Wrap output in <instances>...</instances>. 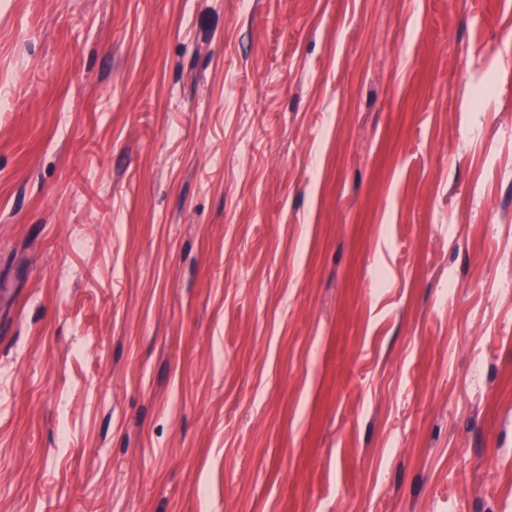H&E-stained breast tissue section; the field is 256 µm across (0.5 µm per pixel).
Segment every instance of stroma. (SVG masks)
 I'll return each instance as SVG.
<instances>
[{"label":"stroma","mask_w":512,"mask_h":512,"mask_svg":"<svg viewBox=\"0 0 512 512\" xmlns=\"http://www.w3.org/2000/svg\"><path fill=\"white\" fill-rule=\"evenodd\" d=\"M0 101V512H512V0H0Z\"/></svg>","instance_id":"obj_1"}]
</instances>
